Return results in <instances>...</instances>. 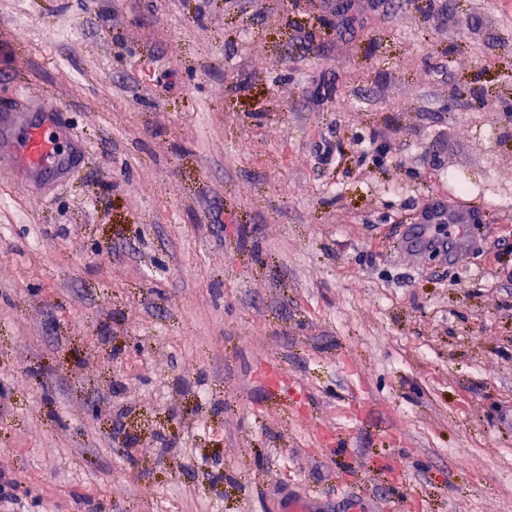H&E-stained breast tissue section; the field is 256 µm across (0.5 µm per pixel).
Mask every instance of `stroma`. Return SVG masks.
Returning <instances> with one entry per match:
<instances>
[{
  "label": "stroma",
  "instance_id": "35a3bbf8",
  "mask_svg": "<svg viewBox=\"0 0 512 512\" xmlns=\"http://www.w3.org/2000/svg\"><path fill=\"white\" fill-rule=\"evenodd\" d=\"M2 494L512 512V0H0ZM19 154L39 169L51 168L59 155L58 140L52 126L26 131L19 141ZM467 224H469V218L465 212L448 209V240L463 243L456 252L462 251L467 245Z\"/></svg>",
  "mask_w": 512,
  "mask_h": 512
}]
</instances>
